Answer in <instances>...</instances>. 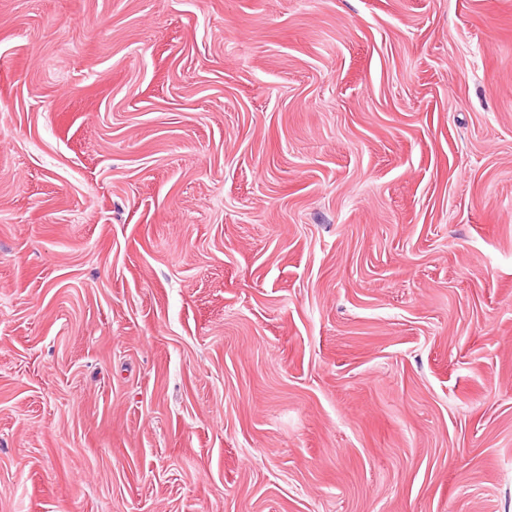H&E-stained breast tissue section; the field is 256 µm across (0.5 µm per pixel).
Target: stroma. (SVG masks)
<instances>
[{"instance_id":"obj_1","label":"stroma","mask_w":512,"mask_h":512,"mask_svg":"<svg viewBox=\"0 0 512 512\" xmlns=\"http://www.w3.org/2000/svg\"><path fill=\"white\" fill-rule=\"evenodd\" d=\"M0 512H512V0H0Z\"/></svg>"}]
</instances>
